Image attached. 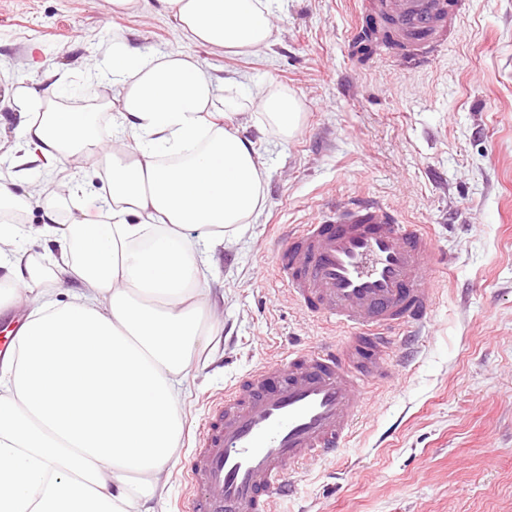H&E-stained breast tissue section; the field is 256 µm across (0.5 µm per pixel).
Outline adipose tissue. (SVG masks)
I'll list each match as a JSON object with an SVG mask.
<instances>
[{"label": "adipose tissue", "instance_id": "1", "mask_svg": "<svg viewBox=\"0 0 512 512\" xmlns=\"http://www.w3.org/2000/svg\"><path fill=\"white\" fill-rule=\"evenodd\" d=\"M146 2L216 52L274 42L271 0ZM93 78L117 106L106 140L93 113L38 90L9 100L26 117L16 164L48 179L22 194L0 183V310L32 305L0 366V512H153L159 476L177 462L197 353L222 331L207 266L226 229L264 204L255 144L230 126L246 94H225L191 54L137 56L122 44ZM253 101L281 139L297 132L296 97ZM77 155L110 166L93 216L85 167L59 173ZM63 195L74 210L61 221L51 199ZM36 210L44 224L21 227ZM63 276L76 284L64 303Z\"/></svg>", "mask_w": 512, "mask_h": 512}]
</instances>
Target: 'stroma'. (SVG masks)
<instances>
[{
  "mask_svg": "<svg viewBox=\"0 0 512 512\" xmlns=\"http://www.w3.org/2000/svg\"><path fill=\"white\" fill-rule=\"evenodd\" d=\"M354 11V0H276L275 43L239 56L189 43L174 19L140 4L116 14L107 0H0V83L42 91L46 71L66 74L56 104L94 112L102 135L111 91L104 83L86 97V68L106 62L116 37L137 54L192 53L231 90L285 91L303 107L285 141L256 110L236 118L259 152L265 203L209 271L224 329L199 353L179 462L154 512H179L211 398L293 343L334 339L272 262L288 225L351 196L429 225L439 301L422 335L404 330L413 352L392 382L366 385L340 457L298 470L281 512H512V0H471L446 49L409 72L384 52L357 54ZM32 44L42 68L28 62ZM20 133L16 113L0 109V183L23 192L39 173L15 180L9 147Z\"/></svg>",
  "mask_w": 512,
  "mask_h": 512,
  "instance_id": "35a3bbf8",
  "label": "stroma"
}]
</instances>
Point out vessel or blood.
Masks as SVG:
<instances>
[{
	"instance_id": "obj_1",
	"label": "vessel or blood",
	"mask_w": 512,
	"mask_h": 512,
	"mask_svg": "<svg viewBox=\"0 0 512 512\" xmlns=\"http://www.w3.org/2000/svg\"><path fill=\"white\" fill-rule=\"evenodd\" d=\"M468 0H362L358 30L417 70L447 45ZM435 253L421 224L363 196L296 224L274 261L309 316L344 338L289 352L212 399L186 471L182 512H278L303 464L339 457L364 412L367 379H392L403 326H426L438 303L428 281Z\"/></svg>"
}]
</instances>
